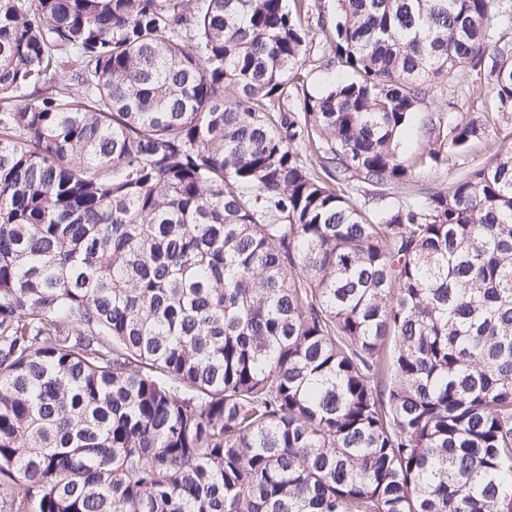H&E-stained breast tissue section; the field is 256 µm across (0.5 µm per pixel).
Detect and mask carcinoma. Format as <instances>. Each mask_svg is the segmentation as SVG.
Segmentation results:
<instances>
[{"label": "carcinoma", "instance_id": "1", "mask_svg": "<svg viewBox=\"0 0 512 512\" xmlns=\"http://www.w3.org/2000/svg\"><path fill=\"white\" fill-rule=\"evenodd\" d=\"M310 13L0 0V512H512V4ZM492 79L486 71L466 70L451 81L444 80L435 84L438 86L435 95L419 107L414 127L401 151L402 158L410 161L416 153L427 147L431 116L452 112L459 119L469 120L484 112H495L494 98L488 93ZM500 125V126H499ZM497 124V128L489 129V137L486 140L473 144L466 155L449 157L438 167L433 169L417 170L407 186V194H417L420 189H443L453 183L463 171L484 163L504 142L512 143V112Z\"/></svg>", "mask_w": 512, "mask_h": 512}]
</instances>
